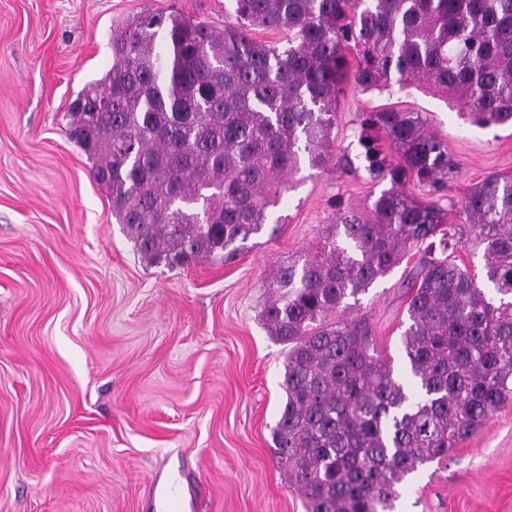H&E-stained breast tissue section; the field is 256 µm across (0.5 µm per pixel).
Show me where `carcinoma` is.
Returning <instances> with one entry per match:
<instances>
[{"label":"carcinoma","instance_id":"carcinoma-1","mask_svg":"<svg viewBox=\"0 0 512 512\" xmlns=\"http://www.w3.org/2000/svg\"><path fill=\"white\" fill-rule=\"evenodd\" d=\"M233 2L221 28L177 11L125 19L112 66L68 109L112 218L149 265L230 258L262 233L301 162L335 161L347 84L418 82L475 126L512 124V0ZM358 141L389 187L336 202L316 247L274 269L261 312L288 347L273 437L305 512H391L409 474L512 401V177L473 186L457 202L464 223L450 224L408 189L439 190L455 169L421 113L366 112ZM415 248L398 375L372 347L360 296ZM468 248L483 252L480 276L458 262Z\"/></svg>","mask_w":512,"mask_h":512}]
</instances>
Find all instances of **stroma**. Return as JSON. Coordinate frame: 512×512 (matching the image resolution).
I'll return each mask as SVG.
<instances>
[{"instance_id":"stroma-1","label":"stroma","mask_w":512,"mask_h":512,"mask_svg":"<svg viewBox=\"0 0 512 512\" xmlns=\"http://www.w3.org/2000/svg\"><path fill=\"white\" fill-rule=\"evenodd\" d=\"M230 0H0V512H140L158 468L188 461L201 512H304L275 455L286 349L260 310L266 281L317 243L335 201L383 189L365 170L301 166L276 233L234 259L168 267L134 252L66 112L112 65L126 17L177 10L223 26ZM422 113L456 162L447 205L512 174V126L478 128L418 84L337 104L336 152L360 151L362 113ZM416 257L363 296L382 357L397 359ZM393 512H512V402L447 460L419 467Z\"/></svg>"}]
</instances>
